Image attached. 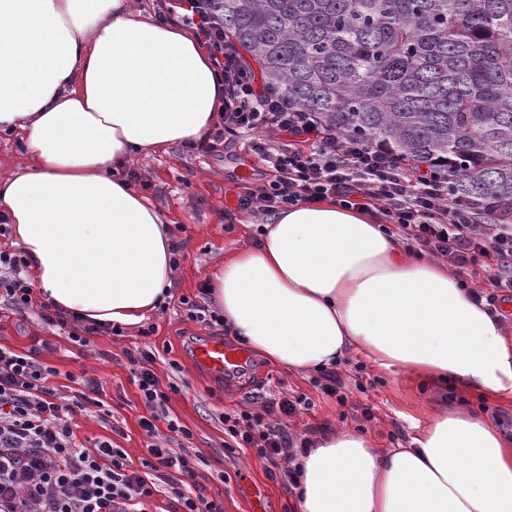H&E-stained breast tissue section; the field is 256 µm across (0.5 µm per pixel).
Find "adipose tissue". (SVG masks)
<instances>
[{
    "label": "adipose tissue",
    "mask_w": 512,
    "mask_h": 512,
    "mask_svg": "<svg viewBox=\"0 0 512 512\" xmlns=\"http://www.w3.org/2000/svg\"><path fill=\"white\" fill-rule=\"evenodd\" d=\"M221 97L192 31L131 0H0V134L21 133L28 158L0 179V215L57 308L115 326L157 310L173 236L120 170L202 142ZM207 277L232 334L289 371L330 370L357 353L512 404L502 314L366 212L329 200L290 207ZM291 467L295 512H512V437L467 410L435 412L404 448L326 432Z\"/></svg>",
    "instance_id": "obj_1"
}]
</instances>
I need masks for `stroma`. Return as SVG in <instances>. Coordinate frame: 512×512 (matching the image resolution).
Here are the masks:
<instances>
[{
    "label": "stroma",
    "mask_w": 512,
    "mask_h": 512,
    "mask_svg": "<svg viewBox=\"0 0 512 512\" xmlns=\"http://www.w3.org/2000/svg\"><path fill=\"white\" fill-rule=\"evenodd\" d=\"M243 147L240 140L226 142L223 151L215 154L173 147L134 164L149 184L145 197L169 220L183 244L171 296L164 309L147 319L155 328L151 338H142L137 329L128 328L119 336H92L89 344L81 347L46 326L37 315L22 319L0 309V345L23 352L35 339L51 342L53 349L44 360L56 369L54 383L61 390L79 388L85 374L100 379L102 400L111 415L103 420L91 412L77 416L73 421L77 440L88 444L109 437L135 469L147 454L139 425L145 410L130 380L126 354L148 343L154 345L158 375H170V365L175 362L188 380L187 388L172 396L167 413L193 433L190 449L204 460L200 481L207 496L223 500L224 512H252L239 491L241 483L248 481L264 489L266 512H292L293 490L285 468H270L250 450L225 447V412L254 410L264 397L302 394L308 397L310 407L283 420L289 433L301 437L318 427L349 425L367 430L377 447L397 448L443 399L422 384L362 364L357 357L337 372L348 394L343 405L314 387L310 374L288 371L255 353L245 371L231 378L219 379L195 367L194 345L214 336L215 331L187 320L180 297L207 303V296L200 293L205 270L223 263L225 256L236 250L259 243L257 217L238 211L236 203L238 194L256 182L266 164L258 157L245 156ZM366 408L371 409L372 420H364Z\"/></svg>",
    "instance_id": "35a3bbf8"
}]
</instances>
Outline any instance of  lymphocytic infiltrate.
<instances>
[{
	"label": "lymphocytic infiltrate",
	"mask_w": 512,
	"mask_h": 512,
	"mask_svg": "<svg viewBox=\"0 0 512 512\" xmlns=\"http://www.w3.org/2000/svg\"><path fill=\"white\" fill-rule=\"evenodd\" d=\"M156 16L193 30L223 88L219 121L198 151L216 152L225 140L244 135L247 153L268 165V173L239 195V210L268 216L328 199L369 210L410 252L445 260L461 283L484 272L490 289L474 291L476 300L512 301V215L483 220L480 206L449 195L446 176L336 134L316 113L295 109L287 96L260 82L229 44L211 0H157ZM29 267L25 254L0 250L1 303L23 318L38 311L47 325L82 346L101 333L97 324L36 301ZM47 349L44 342L22 353L0 346V512H147L151 498L163 491L173 497L172 512H223L198 482L201 459L188 448L191 430L167 414L172 395L188 381L161 379L152 346L127 355L146 410L140 426L148 455L138 470L110 438H99L90 449L78 444L71 422L99 405L100 384L89 376L78 390L62 392L51 382L56 369L41 360ZM307 405L306 397L283 396L262 399L254 411L225 413L226 447L253 450L274 466L293 458L311 447L310 438L269 419L293 416Z\"/></svg>",
	"instance_id": "1"
}]
</instances>
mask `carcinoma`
I'll return each mask as SVG.
<instances>
[{
  "label": "carcinoma",
  "instance_id": "carcinoma-1",
  "mask_svg": "<svg viewBox=\"0 0 512 512\" xmlns=\"http://www.w3.org/2000/svg\"><path fill=\"white\" fill-rule=\"evenodd\" d=\"M224 34L330 129L512 204V0H215Z\"/></svg>",
  "mask_w": 512,
  "mask_h": 512
}]
</instances>
